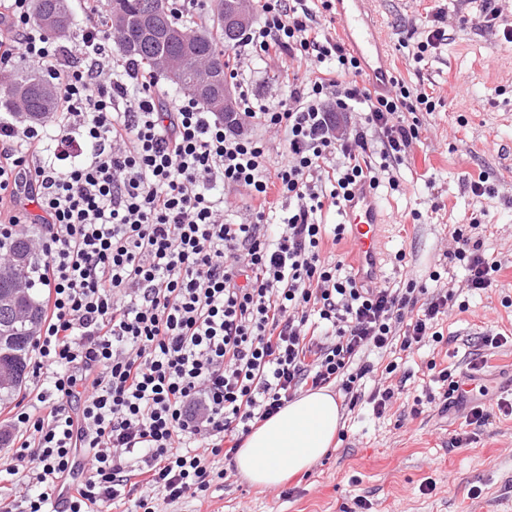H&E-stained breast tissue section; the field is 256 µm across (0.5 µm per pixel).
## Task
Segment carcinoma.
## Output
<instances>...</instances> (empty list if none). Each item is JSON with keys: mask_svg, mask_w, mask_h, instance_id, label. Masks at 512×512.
<instances>
[{"mask_svg": "<svg viewBox=\"0 0 512 512\" xmlns=\"http://www.w3.org/2000/svg\"><path fill=\"white\" fill-rule=\"evenodd\" d=\"M115 10L128 17L127 37L135 44L133 49L119 47L123 59L150 67L158 54L167 53L186 58L191 66L207 62L217 70H224V49L228 48L224 39V0H216L212 27L201 31L191 30L185 22H176L163 6V0H98V19L108 30L112 29ZM148 12L160 13L168 25L180 29L183 38L162 40L144 30L141 18ZM33 21L54 35H65L76 26L68 0H35ZM4 95V103L17 106L32 123L42 121L58 103L56 87L37 76H26L7 85ZM1 249L9 252L10 265L29 282L30 288L27 295L12 300L15 310L24 312L25 318L0 311V407L12 403L25 383L30 348L43 317L41 296L34 281L39 261L32 255L30 241L25 235L17 234L0 240Z\"/></svg>", "mask_w": 512, "mask_h": 512, "instance_id": "cac0c4a2", "label": "carcinoma"}]
</instances>
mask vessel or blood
<instances>
[{
    "instance_id": "b4317fda",
    "label": "vessel or blood",
    "mask_w": 512,
    "mask_h": 512,
    "mask_svg": "<svg viewBox=\"0 0 512 512\" xmlns=\"http://www.w3.org/2000/svg\"><path fill=\"white\" fill-rule=\"evenodd\" d=\"M372 0H336V21L345 41L359 58L371 83L384 88L390 67L383 48L381 21L370 8ZM345 222L350 227L351 257L358 279L377 281L382 209L373 190L356 185L345 207Z\"/></svg>"
}]
</instances>
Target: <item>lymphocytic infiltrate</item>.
I'll use <instances>...</instances> for the list:
<instances>
[{"instance_id": "obj_1", "label": "lymphocytic infiltrate", "mask_w": 512, "mask_h": 512, "mask_svg": "<svg viewBox=\"0 0 512 512\" xmlns=\"http://www.w3.org/2000/svg\"><path fill=\"white\" fill-rule=\"evenodd\" d=\"M94 2L83 0L67 47L33 22L31 0H0V70L32 65L60 104L50 125L0 114V226L38 207L33 248L49 302L36 400L15 408L17 446L0 457V473L23 475L31 491L1 499L0 512H162L206 497L212 458L232 459L299 389L336 383L349 407L364 397L384 414L397 393L380 384L362 396L366 355L439 341L456 302L454 289L414 280L364 286L323 252L345 231L321 222L324 208L343 209L359 182L378 189L381 173L407 162L419 113L434 109L398 78L384 91L358 83L360 60L316 20L335 0H263L233 68L250 55L289 60L288 95L272 106L241 88L224 120L190 94L164 97L153 70L114 57ZM271 130L284 133L277 155ZM226 185L258 201L255 222L225 223ZM273 191L288 211L270 224ZM452 239L445 257L464 262L467 288L493 287L502 264L483 240ZM78 448L87 473L57 500ZM137 477L152 496L133 498Z\"/></svg>"}]
</instances>
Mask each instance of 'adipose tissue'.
<instances>
[{
	"label": "adipose tissue",
	"instance_id": "ef3b65f1",
	"mask_svg": "<svg viewBox=\"0 0 512 512\" xmlns=\"http://www.w3.org/2000/svg\"><path fill=\"white\" fill-rule=\"evenodd\" d=\"M340 421V406L330 391L307 392L253 429L235 457V468L251 483L279 485L327 453Z\"/></svg>",
	"mask_w": 512,
	"mask_h": 512
}]
</instances>
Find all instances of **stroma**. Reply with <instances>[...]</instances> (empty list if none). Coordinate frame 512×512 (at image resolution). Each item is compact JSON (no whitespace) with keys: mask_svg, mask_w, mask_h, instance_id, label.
Here are the masks:
<instances>
[{"mask_svg":"<svg viewBox=\"0 0 512 512\" xmlns=\"http://www.w3.org/2000/svg\"><path fill=\"white\" fill-rule=\"evenodd\" d=\"M394 75L423 84L435 109L421 113L419 142L408 162L396 169L398 189L381 184L377 197L387 216L382 279L391 287L413 279L428 282L439 272L442 285L456 289L459 306L450 308L437 329L436 348L425 347L398 361L406 374L402 392L385 415L367 401L343 412L344 439L309 470L268 487L244 479L216 459L228 477L206 499L190 496L165 512H512V415L497 403L512 401V43L502 33L461 23L476 11L471 0H377ZM445 9L447 41L422 62H414L429 20ZM281 63L253 60L247 82L267 103L285 89ZM485 180L494 196L474 197L470 184ZM483 209L486 252L502 263L493 288L464 287V265L443 253L452 231L471 212ZM494 331L502 347L485 350L482 337ZM483 354L481 398L491 413L481 426L468 424L465 406L448 409L426 403L441 392L428 361L463 375ZM462 444H455V437Z\"/></svg>","mask_w":512,"mask_h":512,"instance_id":"stroma-1","label":"stroma"}]
</instances>
